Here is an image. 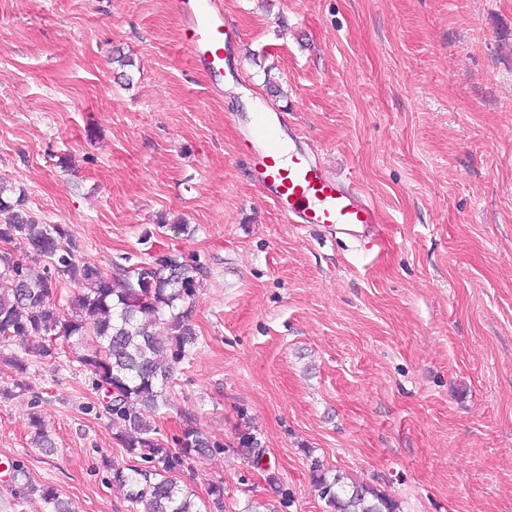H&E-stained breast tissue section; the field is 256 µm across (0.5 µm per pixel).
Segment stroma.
I'll use <instances>...</instances> for the list:
<instances>
[{
  "instance_id": "1",
  "label": "stroma",
  "mask_w": 512,
  "mask_h": 512,
  "mask_svg": "<svg viewBox=\"0 0 512 512\" xmlns=\"http://www.w3.org/2000/svg\"><path fill=\"white\" fill-rule=\"evenodd\" d=\"M223 2L247 84L220 91L171 0H0V178L87 264H138L146 235L199 264L158 422L220 445L181 476L198 499L323 512L316 457L400 512H512V0ZM260 96L375 206L381 249L283 223L233 121ZM101 399L67 345L0 346V512H46L14 502L16 462L75 512H130ZM29 427L32 429L31 443L36 447L42 448L45 452H53L55 443L44 427V423L38 414L33 413L29 418Z\"/></svg>"
}]
</instances>
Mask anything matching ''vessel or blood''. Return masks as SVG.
I'll return each mask as SVG.
<instances>
[{"label":"vessel or blood","instance_id":"obj_1","mask_svg":"<svg viewBox=\"0 0 512 512\" xmlns=\"http://www.w3.org/2000/svg\"><path fill=\"white\" fill-rule=\"evenodd\" d=\"M188 33L189 51L198 68L213 80L237 79L227 51L234 33L222 0H176ZM281 112H254L241 130L253 160L255 180L284 223L300 227L329 225L367 252L382 241L374 231L377 212L356 190L329 177L301 138H284Z\"/></svg>","mask_w":512,"mask_h":512}]
</instances>
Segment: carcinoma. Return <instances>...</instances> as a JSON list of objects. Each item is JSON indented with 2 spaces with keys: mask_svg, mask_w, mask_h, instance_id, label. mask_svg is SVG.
I'll list each match as a JSON object with an SVG mask.
<instances>
[{
  "mask_svg": "<svg viewBox=\"0 0 512 512\" xmlns=\"http://www.w3.org/2000/svg\"><path fill=\"white\" fill-rule=\"evenodd\" d=\"M0 181V242L13 251L0 253V342L42 341L39 352L53 356L59 339L82 349L77 362L105 392L103 410L119 429L118 440L140 458V466H112L113 482L130 487L133 512H202L194 494L180 484L190 461L213 453L214 445L189 418L174 446L159 437L154 416L170 405L173 373L196 344L191 316L200 268L177 255H149L143 270L113 264L112 273L83 263L63 224H44L13 200ZM77 292L66 312L54 298L63 280ZM31 443L49 453L55 443L38 414L29 418ZM241 447L255 462L265 450L257 437L241 435ZM314 488L324 512H399L397 501L376 485L331 473L311 460ZM40 495L47 512H72L50 486L31 483L16 469L13 499ZM207 512H223L224 486L212 485Z\"/></svg>",
  "mask_w": 512,
  "mask_h": 512,
  "instance_id": "obj_1",
  "label": "carcinoma"
}]
</instances>
